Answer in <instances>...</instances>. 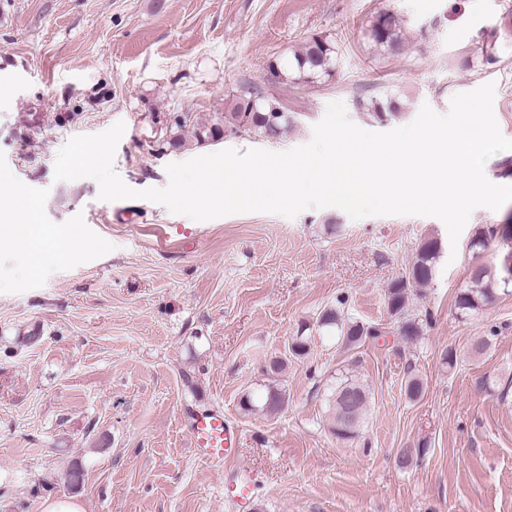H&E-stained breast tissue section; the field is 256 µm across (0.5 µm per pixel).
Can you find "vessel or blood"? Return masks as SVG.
Returning a JSON list of instances; mask_svg holds the SVG:
<instances>
[{
    "mask_svg": "<svg viewBox=\"0 0 512 512\" xmlns=\"http://www.w3.org/2000/svg\"><path fill=\"white\" fill-rule=\"evenodd\" d=\"M188 431L195 454L203 459L221 463L235 459L240 436L217 412L194 413Z\"/></svg>",
    "mask_w": 512,
    "mask_h": 512,
    "instance_id": "obj_1",
    "label": "vessel or blood"
}]
</instances>
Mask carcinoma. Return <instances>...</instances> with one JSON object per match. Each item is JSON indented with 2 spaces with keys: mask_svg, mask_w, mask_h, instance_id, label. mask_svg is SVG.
<instances>
[{
  "mask_svg": "<svg viewBox=\"0 0 512 512\" xmlns=\"http://www.w3.org/2000/svg\"><path fill=\"white\" fill-rule=\"evenodd\" d=\"M367 35L379 48L396 51L402 46L401 18L392 10H382L371 21ZM336 68L335 46L322 37L311 38L294 53L288 62L272 61L268 64L271 78L279 84L330 78ZM279 111L270 112L263 107L266 98L256 92L245 91L236 98L231 111L216 112L208 122L198 123L190 116L177 118L175 128H191L195 144L206 146L231 135L255 134L263 138H277L293 123L286 105L273 97ZM368 114L380 121L401 114V104L396 99L374 100L367 108ZM495 231L479 229L470 242L474 255H479L495 242ZM440 257V243L436 239L424 241L417 249L408 274L393 281L386 290L389 315L397 322L396 333L407 342H414L422 335V319L409 313V288L430 284L436 275V263ZM491 276L482 265L472 269L471 285L456 297V314L462 318L480 314L495 298V289L488 286L485 278ZM320 326L336 331L338 339L347 349H354L367 339L386 336L384 327L365 325L356 320H345L337 310L328 309L319 317ZM367 387L358 379L353 369L345 368L336 374L335 385L329 401L330 431L336 439L348 441L358 436L368 407Z\"/></svg>",
  "mask_w": 512,
  "mask_h": 512,
  "instance_id": "cac0c4a2",
  "label": "carcinoma"
}]
</instances>
